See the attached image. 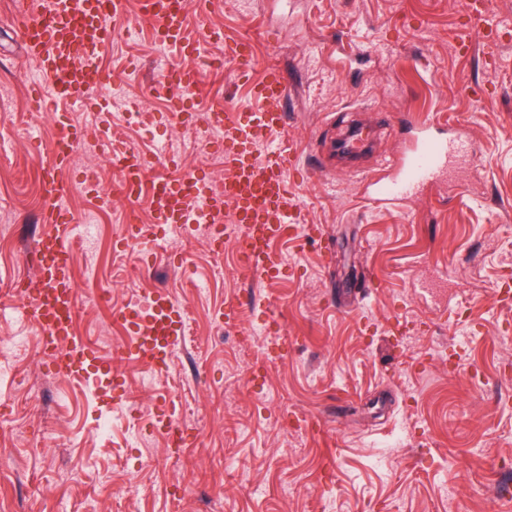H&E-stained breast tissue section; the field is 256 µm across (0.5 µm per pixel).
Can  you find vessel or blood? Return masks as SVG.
Listing matches in <instances>:
<instances>
[{
    "label": "vessel or blood",
    "mask_w": 512,
    "mask_h": 512,
    "mask_svg": "<svg viewBox=\"0 0 512 512\" xmlns=\"http://www.w3.org/2000/svg\"><path fill=\"white\" fill-rule=\"evenodd\" d=\"M126 14V0H43L40 10L21 28L27 52L39 69L40 82L32 90L36 107L62 116L84 105L91 88L106 80L101 56L113 39L128 31ZM140 14L153 24L157 43L177 50L185 61L183 67L167 71L149 92L164 94L173 111H183L187 91L199 81L194 61L202 52L201 41L185 36L184 0H141ZM223 57L225 67L245 76L252 46L233 40L226 43ZM290 92L287 78L274 66L265 69L263 79L251 88L254 107L231 114L223 103H210L224 144V166L230 172L220 195L204 192L196 173L170 177L163 156L147 158L126 145H105L100 139H87L84 131L61 125L44 170L43 229L35 241L39 271L27 290L30 304L18 309L20 315L45 328V336L39 339L41 351L58 373L69 376L93 367L106 375L111 370L90 343L73 332L77 296L69 263V225L74 217L64 201L71 191L66 174L74 149L87 143L108 155L119 172L117 183L127 203L138 202L143 185H150L156 223L185 234L201 215L223 225L225 236L236 239L242 270L250 278L272 280L282 265L272 244L294 232L301 214L288 179L293 149L280 137ZM469 151L467 135L443 139L434 135L432 126L420 125L390 161L387 174L370 177V198L378 204L410 200L434 185L452 159ZM228 197L235 202L229 215L224 212ZM151 303L148 311L135 305L115 310L113 318L128 334L125 350L156 368L183 341V309L164 290L153 291Z\"/></svg>",
    "instance_id": "vessel-or-blood-1"
}]
</instances>
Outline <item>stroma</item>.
<instances>
[{
    "mask_svg": "<svg viewBox=\"0 0 512 512\" xmlns=\"http://www.w3.org/2000/svg\"><path fill=\"white\" fill-rule=\"evenodd\" d=\"M41 0H0V285L29 275L13 241L31 242L42 205L36 165L59 133L52 113L29 101L37 63L19 34ZM502 35L470 32L466 0H191L189 31L203 22L250 38L260 63L292 82L286 133L297 148L288 176L302 203L301 233L278 242L285 262L273 283L254 286L224 244L223 277L197 295L211 247L198 234L144 256L140 287L169 290L194 316L169 377L148 385L137 361L112 352L123 329L109 311L75 329L112 366L99 391L54 374L37 343L0 359V512H512V0H496ZM137 32L108 48L105 73L124 98L142 99L146 126L112 110V139L144 154L169 140L179 171L224 175L219 146H201L177 116L142 93L157 81L160 48L138 0ZM468 48H461V40ZM408 120L468 133L474 152L453 177L398 206L370 201L365 173L407 138ZM355 120L379 124L366 171L329 170V149ZM107 170L101 151H81L66 207L81 216L87 166ZM153 227L149 199L127 211L113 199L96 229L93 257L72 256L80 303L91 288L126 304L114 253L126 221ZM242 302L227 331L212 321ZM290 344L269 352L268 316ZM468 343L458 362L440 348ZM181 385L179 415L203 438L172 449L149 426L168 382ZM144 412L137 439L125 423L97 430L114 406Z\"/></svg>",
    "mask_w": 512,
    "mask_h": 512,
    "instance_id": "35a3bbf8",
    "label": "stroma"
}]
</instances>
